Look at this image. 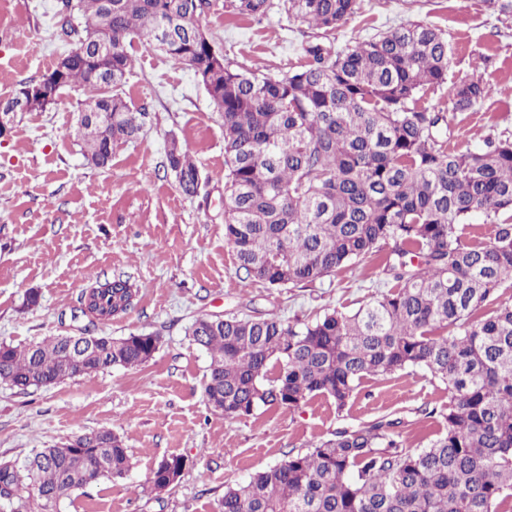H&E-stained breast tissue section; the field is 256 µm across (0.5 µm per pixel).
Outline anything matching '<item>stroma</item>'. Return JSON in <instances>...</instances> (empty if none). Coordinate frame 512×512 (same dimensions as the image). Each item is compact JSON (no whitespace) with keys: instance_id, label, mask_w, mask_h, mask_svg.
I'll use <instances>...</instances> for the list:
<instances>
[{"instance_id":"35a3bbf8","label":"stroma","mask_w":512,"mask_h":512,"mask_svg":"<svg viewBox=\"0 0 512 512\" xmlns=\"http://www.w3.org/2000/svg\"><path fill=\"white\" fill-rule=\"evenodd\" d=\"M61 9V0H0V97L41 78L66 50ZM410 23L447 37L449 84L468 79L476 58L489 59L483 77L492 95L473 110L449 112L455 148L479 147L490 134L512 136V16L491 13L484 0H359L357 12L326 34L277 11L232 19L224 0H211L202 19L230 58L274 74L300 68L309 44L342 50ZM134 55L124 92L146 113L145 127L135 142L113 146L107 167L82 155L74 129L84 95L72 89L45 111L17 113L0 137V343L143 333L159 336L160 345L132 370L26 391L0 384V460L106 428L124 441L131 471L74 491L62 512H218L229 486L339 429L395 420L405 448L425 447L445 430L448 392L419 368L364 381L341 411L323 396L235 418L208 406L209 358L187 334L195 318L264 315L293 324L333 308L353 313L386 292L391 279L375 256L313 284L240 281L224 241L221 120L192 71L158 52L139 48ZM172 138L200 169L195 195L183 194L163 168ZM119 276L139 290L134 307L106 323L83 314L82 289ZM31 292L39 303L28 307ZM173 456L187 462L178 484L151 491L152 470Z\"/></svg>"}]
</instances>
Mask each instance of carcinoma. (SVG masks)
Wrapping results in <instances>:
<instances>
[{"label":"carcinoma","instance_id":"cac0c4a2","mask_svg":"<svg viewBox=\"0 0 512 512\" xmlns=\"http://www.w3.org/2000/svg\"><path fill=\"white\" fill-rule=\"evenodd\" d=\"M358 0H224L234 18L273 9L330 32ZM209 0H112V58L93 57L88 31L102 0H63L65 35L78 46L14 97L44 110L65 88L85 107L112 112V123L77 126L84 158L104 168L112 146L142 131L144 113L122 91L134 45L190 69L224 129V239L246 280L274 287L313 283L378 256L391 289L349 315L338 309L313 322L276 317L207 316L189 328L209 354L203 393L226 417L259 407H299L327 396L342 411L365 380L424 369L446 384V430L424 448L402 446L396 422L377 421L288 456L224 492L220 512H512V303L483 309L512 284V138L456 151L445 113L421 105L448 80V41L427 26L398 27L347 51L317 43L299 70L271 76L227 57L206 35ZM87 20L83 28L74 15ZM112 69V85L101 73ZM492 94L482 76L448 87L455 112ZM164 167L186 195L200 171L171 140ZM480 214L481 240L467 245L457 226ZM137 297L129 280L84 291L100 320L127 313ZM160 338L99 336L78 347L62 336L0 343V383L27 390L112 367L135 368ZM23 460H0V508L51 512L53 499L131 471L122 439L109 429L76 436ZM181 457L162 460L148 483L169 490Z\"/></svg>","mask_w":512,"mask_h":512}]
</instances>
